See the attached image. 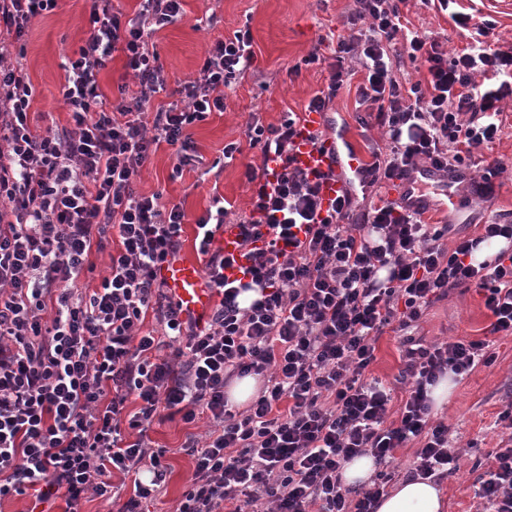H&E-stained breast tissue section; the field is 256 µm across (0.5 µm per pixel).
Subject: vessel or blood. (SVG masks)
Wrapping results in <instances>:
<instances>
[{"label":"vessel or blood","instance_id":"1","mask_svg":"<svg viewBox=\"0 0 512 512\" xmlns=\"http://www.w3.org/2000/svg\"><path fill=\"white\" fill-rule=\"evenodd\" d=\"M298 130L293 151L296 164L322 173V206L330 208L338 195L362 180L365 162L351 144H339L325 113H301ZM471 179V172L465 168L444 173L425 165L410 177L400 180L397 201L428 211L447 208L456 211L460 209L462 200L458 188ZM213 246L235 259L233 267L226 269V276L244 282L249 280V263L243 256L237 225H224ZM159 276L186 314L207 319L213 304V292L195 260L178 256L162 266Z\"/></svg>","mask_w":512,"mask_h":512}]
</instances>
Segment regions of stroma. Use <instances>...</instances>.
<instances>
[{"instance_id":"obj_1","label":"stroma","mask_w":512,"mask_h":512,"mask_svg":"<svg viewBox=\"0 0 512 512\" xmlns=\"http://www.w3.org/2000/svg\"><path fill=\"white\" fill-rule=\"evenodd\" d=\"M92 0H59L56 9L36 18L26 37L24 67L35 89L32 110L39 126L68 127L61 88L65 82L64 58L73 54L89 26ZM345 0H183L184 16L159 30L153 37L159 61L169 86L196 76L209 47L218 39L249 28L254 62L244 79L228 91L223 111L211 112L196 123L191 132L197 152L209 174L184 170L173 177L175 154L161 146L144 171L139 189L159 191L165 202L180 205L186 213L182 254L195 255V220L208 208L213 196L224 197L233 211L247 210L250 191L245 182L247 165L260 164L259 148L250 146L246 125L278 123L287 113L303 112L315 91L323 87L335 62L334 48L344 28L340 15ZM402 16L431 37L448 38L451 47L466 45L464 29L445 14L417 9L412 0L401 7ZM318 60L305 64L309 54ZM354 92L341 90L330 117L336 127L355 145L362 156H369L379 144L376 129L367 127L366 112L356 110ZM507 116L500 143L473 157L474 172H483L491 162H499L495 194L480 201H467L453 221L459 233L476 235L477 227L504 220L512 215V99L503 102ZM237 143L234 159L224 156V146ZM490 323L483 298L476 291L452 294L433 303L419 322L417 333L425 342L480 339ZM371 367L373 376L400 398L404 386L399 375L404 367L400 339L393 333L380 337ZM512 399V338L498 340L496 359L490 366L476 368L457 381L447 404L433 411L434 420L448 424L458 435L462 448L460 471L455 478L441 481L446 512H478L473 464L498 446L502 428L494 421L507 400ZM206 419L187 424L181 419L154 421L150 436L156 447L166 449L168 472L157 499L149 503L150 512H175L193 472V461L182 446L189 435L202 433Z\"/></svg>"}]
</instances>
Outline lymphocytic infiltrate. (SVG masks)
<instances>
[{
	"mask_svg": "<svg viewBox=\"0 0 512 512\" xmlns=\"http://www.w3.org/2000/svg\"><path fill=\"white\" fill-rule=\"evenodd\" d=\"M58 0H0V502L33 495L81 512L88 495L145 512L167 467L148 429L161 412L185 423L207 415L204 436L189 437L193 472L176 512H374L399 449L414 448L417 475L455 477L459 456L447 424L433 421L430 388L496 359L512 337V254L472 263L512 224H484L477 236L449 237L385 200L357 212L353 191L323 209L318 173L295 164L299 117L248 124L262 156L276 155L275 184L247 168L249 209L222 197L196 220L195 247L217 301L205 324L186 317L158 277L181 250L185 212L137 181L161 145L175 147L174 174L198 163L192 124L224 108V90L250 68L251 33L216 41L195 79L168 88L153 43L182 16V0H140L133 17L112 0H93L90 29L64 66L69 128L30 123L33 87L22 39ZM450 11L468 33L460 49L403 25L400 0H352L336 65L309 99L329 111L352 74L358 107L385 150H373L361 184L409 176L423 165L463 166L501 137V103L512 97V43L490 44L494 25L456 10L457 0H419ZM402 48L425 68L411 80L394 59ZM123 53L133 84L108 103L97 76ZM169 91L167 106L149 111ZM240 227L249 281L229 279L233 258L210 251L226 223ZM115 245L99 288L85 292L90 256ZM259 292L249 307L237 298ZM477 291L492 316L487 336L425 344L411 328L451 292ZM153 327H146L147 317ZM387 332L402 335L400 402L369 368ZM262 377L258 395L237 408L232 378ZM140 406L126 414L129 399ZM372 457L362 489L344 487L353 458ZM477 477L486 512H512V438L500 441ZM132 476V490L114 474Z\"/></svg>",
	"mask_w": 512,
	"mask_h": 512,
	"instance_id": "lymphocytic-infiltrate-1",
	"label": "lymphocytic infiltrate"
}]
</instances>
